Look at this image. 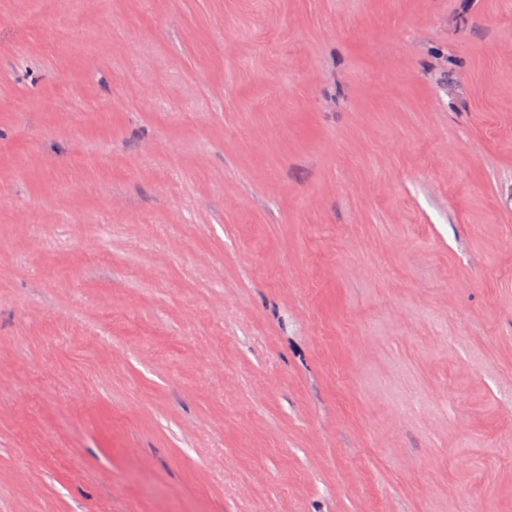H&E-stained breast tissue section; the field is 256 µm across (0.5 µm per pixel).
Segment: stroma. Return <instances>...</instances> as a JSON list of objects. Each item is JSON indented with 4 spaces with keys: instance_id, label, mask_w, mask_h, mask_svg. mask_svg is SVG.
I'll list each match as a JSON object with an SVG mask.
<instances>
[{
    "instance_id": "35a3bbf8",
    "label": "stroma",
    "mask_w": 512,
    "mask_h": 512,
    "mask_svg": "<svg viewBox=\"0 0 512 512\" xmlns=\"http://www.w3.org/2000/svg\"><path fill=\"white\" fill-rule=\"evenodd\" d=\"M35 2L0 512H512V0Z\"/></svg>"
}]
</instances>
